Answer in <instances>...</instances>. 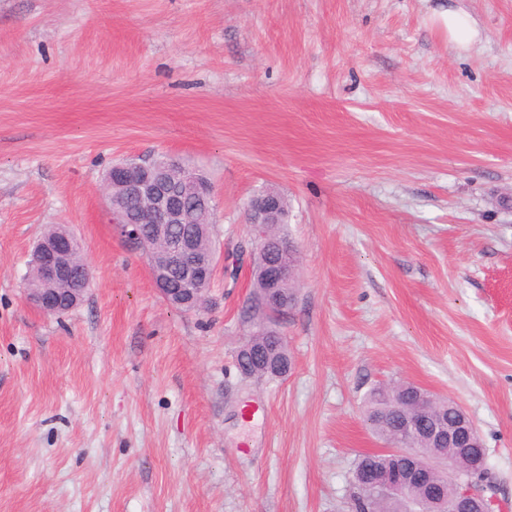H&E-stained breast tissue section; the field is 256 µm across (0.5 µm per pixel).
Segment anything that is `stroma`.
I'll return each mask as SVG.
<instances>
[{
    "mask_svg": "<svg viewBox=\"0 0 512 512\" xmlns=\"http://www.w3.org/2000/svg\"><path fill=\"white\" fill-rule=\"evenodd\" d=\"M0 0V512H348L391 380L472 418L512 501V0ZM212 178L224 250L288 201L291 365L245 379L249 263L201 311L162 300L114 232L113 162ZM94 274L62 316L25 295L33 243ZM432 22L441 27L451 42L468 48L477 39L475 20L464 10L453 6L442 8L432 14Z\"/></svg>",
    "mask_w": 512,
    "mask_h": 512,
    "instance_id": "35a3bbf8",
    "label": "stroma"
}]
</instances>
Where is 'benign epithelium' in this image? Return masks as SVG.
I'll return each mask as SVG.
<instances>
[{
	"label": "benign epithelium",
	"instance_id": "7a95c632",
	"mask_svg": "<svg viewBox=\"0 0 512 512\" xmlns=\"http://www.w3.org/2000/svg\"><path fill=\"white\" fill-rule=\"evenodd\" d=\"M103 190L112 223L121 237L148 257L153 281L163 300L176 308L194 309L202 292L198 285L213 280L216 254L212 249L200 248L198 228L175 235L173 227L188 220L186 199L197 203L198 224L213 212L215 196L210 179L180 165L158 167L129 159L112 165L105 175ZM128 198L139 200V212L126 209ZM285 212L281 195L268 191L255 196L248 209L257 250L256 270L265 285L264 304L274 316L290 307L283 288L296 275V265L290 261L293 244L270 235L272 225L282 223ZM76 248L75 239L66 231L35 244L32 263L49 287L37 291L28 288L26 294L40 311L56 315L64 309H73L83 300L90 269L87 265L76 268L70 264ZM397 432L421 433L440 448H454L460 441H466V447L477 449L470 476L462 475L446 458L422 457L415 448L399 447L391 450L399 459V466L387 471L368 470L366 485L383 496L397 497L409 486L427 482L431 488L421 503L424 508L439 502V488L454 485L458 494L448 501V512H491L494 500L489 498V488L476 479L485 467L483 444L477 427L462 408L456 409L451 420L440 416L431 418L424 398L414 413L399 414Z\"/></svg>",
	"mask_w": 512,
	"mask_h": 512
}]
</instances>
